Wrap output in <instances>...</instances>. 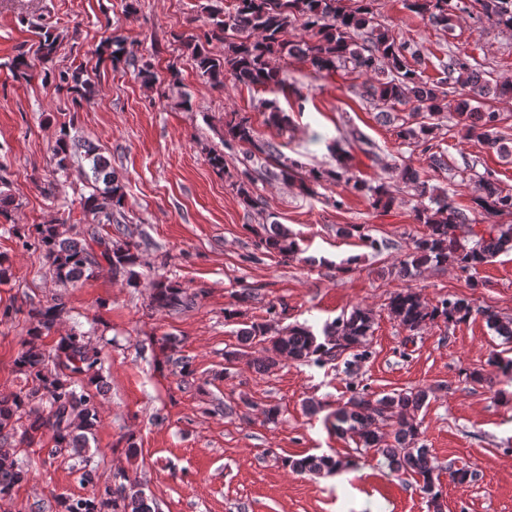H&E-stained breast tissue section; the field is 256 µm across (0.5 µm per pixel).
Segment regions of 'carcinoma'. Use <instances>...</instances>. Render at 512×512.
<instances>
[{"mask_svg":"<svg viewBox=\"0 0 512 512\" xmlns=\"http://www.w3.org/2000/svg\"><path fill=\"white\" fill-rule=\"evenodd\" d=\"M374 2L233 0L227 7L224 0H208L206 29L202 35L185 39L181 44L195 61L200 76L213 87L224 86V78L228 76L237 84L253 88L282 86L285 79L281 61L286 58L306 62L317 73L334 72L349 64L352 70L369 76L361 84L360 97L374 107L413 104L409 118L398 126L396 136L403 144L423 147L435 171L449 169L448 156L435 149L433 141L441 130L443 113L450 108L454 109L466 137L477 140L506 160L512 159V140L501 131V114L477 106L479 100L489 95L511 97L512 84L485 78L467 55L449 57L440 77L433 80L425 77L419 49L396 40L388 28L377 22ZM405 7L431 25L443 27L451 25L457 13H468L477 7L479 19L495 27L512 29V0H405ZM25 24L37 37V60L47 67L56 90L70 98L75 108H81L95 96V83L80 65L54 70L63 41V35L55 27L42 17L27 20ZM297 28L306 37L291 39L290 33ZM215 41L224 44L221 59L209 52L208 46ZM110 44L113 65L123 64L137 70L143 84L152 85L154 75L150 64L140 62L136 52L127 48L124 37L113 35ZM32 69L33 64L24 53L10 63L12 75L18 81L29 80ZM449 85L460 87L452 99ZM422 113L426 119L416 120ZM224 143L244 148L247 162L258 157L276 163V170L266 168L264 176L286 184L296 182L305 194L313 193L315 186L329 178L341 179L349 162L348 155H339L335 172L315 168L305 171L297 161L284 163L280 161L278 145L260 138L250 120L237 112L229 113L224 120ZM78 147L84 149L83 158L89 165L84 177L91 188L80 202L82 217H73L69 210L58 223L29 224L23 229L15 224L13 231L22 246L43 254L63 282L90 277L104 263L115 275H131L132 268L140 263L139 244L101 233L102 228L119 223L118 216L125 203L124 184L110 160L89 143H75L64 130L52 148L55 171L67 173L74 149ZM477 165L475 161L463 169L475 183L476 206L488 215H512V189L501 187L493 171L478 172ZM401 179L417 195H426V183L417 169L404 167ZM254 181L255 176L246 168L243 178L234 183L240 200L250 208L260 205L251 190ZM7 187L6 178L0 176V218L8 220L18 205ZM352 189L364 194L375 209H386L394 202L393 193L384 182L368 185L358 180ZM415 220L425 225L426 232L412 239L411 252L400 264V272L405 275L450 263L468 274L497 255L512 252V224H492L476 233L475 219L456 207L447 194L432 200V206L417 209ZM344 233L357 235L375 251L383 246L365 225H353ZM263 244L267 252L283 257L297 251L288 229L274 222ZM150 286V306L157 311H180L192 303L186 289L168 279H154ZM389 310L400 325L414 332L439 320L445 323L465 320L473 307L468 299L455 296L430 305L419 293L402 289L390 297ZM66 313V305L59 298L29 304L28 339L14 360L28 387L16 393L0 394V442L13 440L32 448L48 441L52 444V455L66 453L80 458L84 463L83 480L92 484L95 475L90 468V441L95 439L101 424L100 351L90 348L85 333L74 329L60 336L51 351L39 344L40 338L50 333ZM482 315L489 329L512 339V320L489 308ZM373 325L370 310L357 306L349 315L324 327L322 342L306 326H291L288 334L277 338L270 335L269 327L254 323L240 331V340L246 348L255 340L270 344V355L247 360L259 373L275 367L279 356L303 362L342 357L345 370L353 372L368 357L367 341ZM163 341L170 351L167 362L178 368L182 376L193 375L190 360L175 356V343L170 338L165 337ZM429 393L430 390L420 388L379 396L365 387H352L347 401L336 409V430L352 434L360 447L381 455L392 471L418 476L435 512H441V490L435 482V467L430 450L421 444L422 432L416 420ZM345 465L346 462L329 455L284 460V466L312 475L331 473ZM28 479L29 470L19 464L15 454L0 452V501L11 499L16 488ZM55 506L56 512H156L153 500L124 471L114 474V486L94 490L79 499L58 496Z\"/></svg>","mask_w":512,"mask_h":512,"instance_id":"obj_1","label":"carcinoma"}]
</instances>
